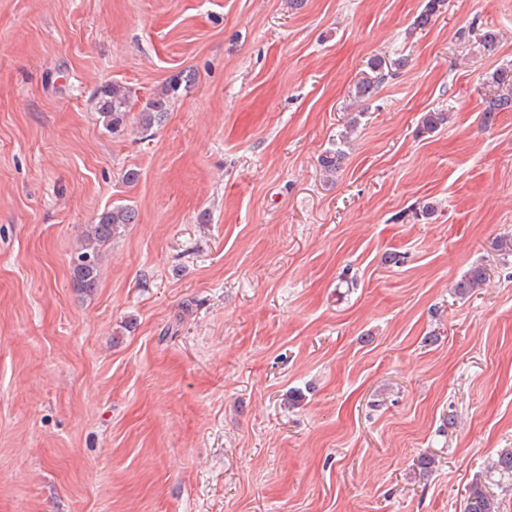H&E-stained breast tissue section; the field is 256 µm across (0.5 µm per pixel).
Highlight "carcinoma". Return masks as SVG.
<instances>
[{"instance_id": "1", "label": "carcinoma", "mask_w": 512, "mask_h": 512, "mask_svg": "<svg viewBox=\"0 0 512 512\" xmlns=\"http://www.w3.org/2000/svg\"><path fill=\"white\" fill-rule=\"evenodd\" d=\"M443 4L444 0H425L422 11L416 17V25H429ZM489 83L493 87V95L484 109L487 120L496 112L512 111V68L502 67L495 70L489 78ZM180 88L178 76L163 86L150 101L146 111L140 115L139 124L143 130L147 131L153 127L168 104L178 96ZM97 104L105 122L114 128L118 127L128 112V91L118 83L107 84L97 94ZM343 159L344 152L338 147L325 151L320 157L319 164L324 170L334 172L340 168ZM135 217V211L131 208L112 207L99 213L96 222L88 226L80 247L70 258V269L77 287L88 292L97 288L105 247L121 233L123 227L134 223ZM485 278V269L475 267L456 282L455 292L466 295L479 287ZM493 471L498 474L500 480L512 482V448H503L499 451L493 463ZM464 512H499V504L485 485L477 483L469 491Z\"/></svg>"}]
</instances>
